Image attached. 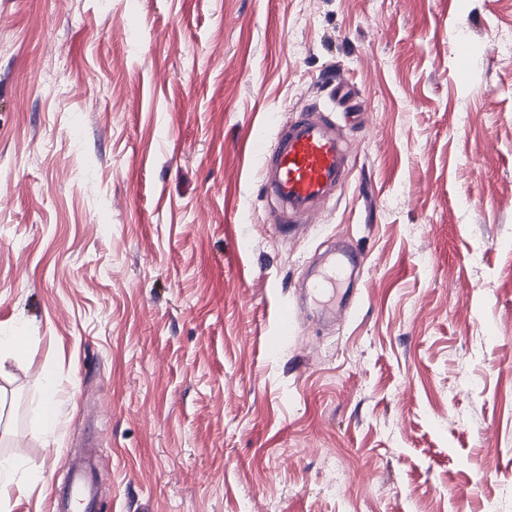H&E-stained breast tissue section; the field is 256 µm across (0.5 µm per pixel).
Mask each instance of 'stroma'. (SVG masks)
I'll return each mask as SVG.
<instances>
[{"label":"stroma","instance_id":"obj_1","mask_svg":"<svg viewBox=\"0 0 512 512\" xmlns=\"http://www.w3.org/2000/svg\"><path fill=\"white\" fill-rule=\"evenodd\" d=\"M504 43L512 0H0V456L46 476L0 512L90 441L99 512H512ZM332 71L351 179L285 238L250 147ZM340 240L356 306L273 344ZM38 327L27 322L19 323L8 336H0V368L3 366L2 353L21 352L25 346L32 343L38 336Z\"/></svg>","mask_w":512,"mask_h":512}]
</instances>
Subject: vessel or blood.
<instances>
[{
    "mask_svg": "<svg viewBox=\"0 0 512 512\" xmlns=\"http://www.w3.org/2000/svg\"><path fill=\"white\" fill-rule=\"evenodd\" d=\"M335 109L315 105L290 123L278 126L272 144H258L259 182L262 194L273 205L277 231L291 235L297 216L325 205L334 189L345 186L350 170L341 132L342 125H356L365 110L364 100L347 84L332 86ZM362 259L354 248H346L337 261L320 273L310 288L327 313L336 311V290L347 272H360ZM298 304L281 306L277 334L294 335L301 320Z\"/></svg>",
    "mask_w": 512,
    "mask_h": 512,
    "instance_id": "vessel-or-blood-1",
    "label": "vessel or blood"
}]
</instances>
